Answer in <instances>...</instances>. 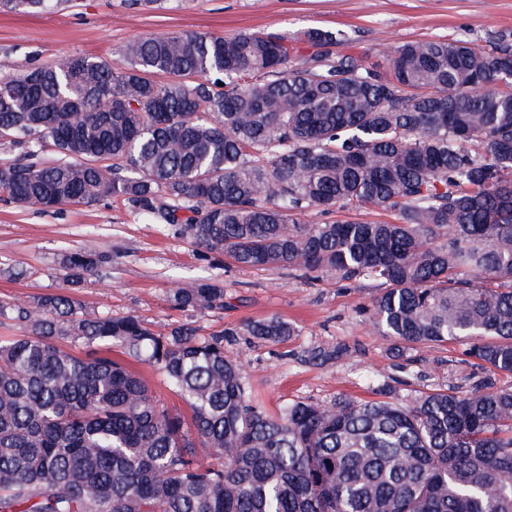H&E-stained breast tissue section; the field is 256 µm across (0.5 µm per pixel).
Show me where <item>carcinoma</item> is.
I'll use <instances>...</instances> for the list:
<instances>
[{
	"mask_svg": "<svg viewBox=\"0 0 512 512\" xmlns=\"http://www.w3.org/2000/svg\"><path fill=\"white\" fill-rule=\"evenodd\" d=\"M303 41L308 55L260 32L152 35L125 45L121 70L63 55L1 77L0 140L60 158L1 166L0 193L39 210L124 197L168 224L187 211L194 242L237 266L376 281L364 313L396 355L460 340L490 375L272 412L222 334L162 336L62 294L1 302L0 512H512V389L495 379L512 375V43H407L383 72L329 32ZM361 208L399 219H300ZM111 263L88 246L60 269L77 288ZM170 299L222 309L224 288L186 282ZM246 331L280 344L295 328ZM132 367L136 370L140 371L143 376L146 378V380L149 382L152 389L161 396L162 399H164L171 408H177L181 411L185 409L184 404L182 401L176 396L173 392H171L166 385L164 384V381L162 380V377L159 376L157 373L152 371L147 365L144 364H138L136 362H132Z\"/></svg>",
	"mask_w": 512,
	"mask_h": 512,
	"instance_id": "cac0c4a2",
	"label": "carcinoma"
}]
</instances>
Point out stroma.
<instances>
[{
    "instance_id": "stroma-1",
    "label": "stroma",
    "mask_w": 512,
    "mask_h": 512,
    "mask_svg": "<svg viewBox=\"0 0 512 512\" xmlns=\"http://www.w3.org/2000/svg\"><path fill=\"white\" fill-rule=\"evenodd\" d=\"M313 29L343 34L340 52L382 65L391 49L408 42L462 36L483 45L512 38V0H145L135 6L63 0L47 11H0V77L63 54L121 68L122 47L153 34L253 31L293 44ZM88 245L110 253L112 263L86 275L81 287L67 288L59 263ZM197 277L223 285V308L171 306L172 288ZM375 289V281H343L331 272L309 278L289 267L260 270L216 260L182 225L152 220L118 197L47 211L0 200V301L68 293L87 310L133 314L161 334L182 323L203 336L223 334L225 356L244 362L255 395L273 411L293 401L371 400L380 381L392 397L411 400L435 389L466 390L483 377L456 342L393 356V340L377 335L361 311ZM271 316L291 322L294 336L272 345L246 333L249 321ZM332 347L344 348V355L309 361L312 349Z\"/></svg>"
}]
</instances>
